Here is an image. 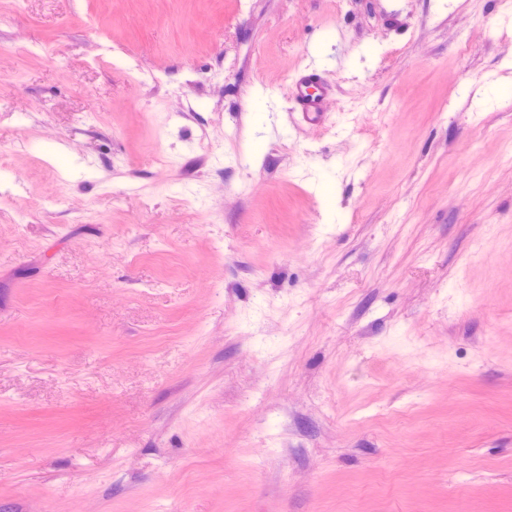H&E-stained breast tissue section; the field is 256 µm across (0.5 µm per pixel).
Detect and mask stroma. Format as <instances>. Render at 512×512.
Returning a JSON list of instances; mask_svg holds the SVG:
<instances>
[{
  "mask_svg": "<svg viewBox=\"0 0 512 512\" xmlns=\"http://www.w3.org/2000/svg\"><path fill=\"white\" fill-rule=\"evenodd\" d=\"M509 9L0 0V512H512ZM288 88L293 112L308 125L321 124L325 118V102L332 97L331 86L317 72L311 71L295 76ZM478 101L482 104L492 103L494 101L512 97V81H487L477 92Z\"/></svg>",
  "mask_w": 512,
  "mask_h": 512,
  "instance_id": "35a3bbf8",
  "label": "stroma"
}]
</instances>
